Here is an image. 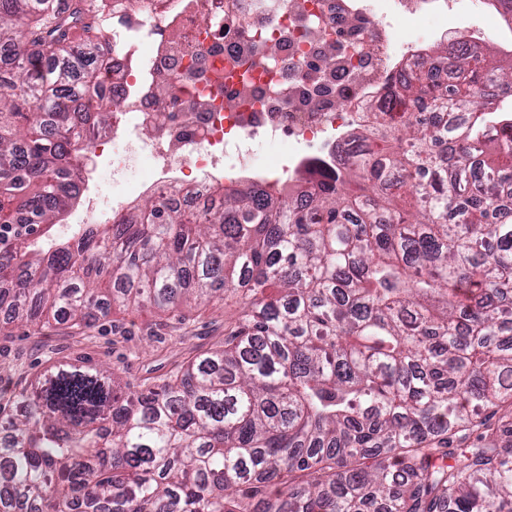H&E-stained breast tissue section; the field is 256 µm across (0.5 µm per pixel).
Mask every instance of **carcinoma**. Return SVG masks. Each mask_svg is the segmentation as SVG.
Segmentation results:
<instances>
[{"label": "carcinoma", "instance_id": "obj_1", "mask_svg": "<svg viewBox=\"0 0 512 512\" xmlns=\"http://www.w3.org/2000/svg\"><path fill=\"white\" fill-rule=\"evenodd\" d=\"M95 0H0V311L243 296L224 345L126 395L59 364L16 395L0 512H512V71L466 45L402 84L396 150L320 190L151 197L77 240L74 146L118 109ZM35 111L26 112L24 107Z\"/></svg>", "mask_w": 512, "mask_h": 512}]
</instances>
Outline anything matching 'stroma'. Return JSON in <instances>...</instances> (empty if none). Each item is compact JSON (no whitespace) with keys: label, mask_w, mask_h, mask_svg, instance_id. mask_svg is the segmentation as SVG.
Instances as JSON below:
<instances>
[{"label":"stroma","mask_w":512,"mask_h":512,"mask_svg":"<svg viewBox=\"0 0 512 512\" xmlns=\"http://www.w3.org/2000/svg\"><path fill=\"white\" fill-rule=\"evenodd\" d=\"M449 26L463 32L482 29L488 49L499 54L508 32L491 6L474 10L463 0ZM243 301L228 295L209 305L160 311L113 306L89 328L56 322L42 330L13 324L0 333V406L28 387L53 364L79 359L108 370L123 391L133 392L165 377L197 353L222 345L224 330L242 313Z\"/></svg>","instance_id":"35a3bbf8"}]
</instances>
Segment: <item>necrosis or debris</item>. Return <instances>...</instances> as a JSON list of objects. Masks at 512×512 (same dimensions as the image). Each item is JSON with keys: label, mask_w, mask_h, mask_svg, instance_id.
Wrapping results in <instances>:
<instances>
[{"label": "necrosis or debris", "mask_w": 512, "mask_h": 512, "mask_svg": "<svg viewBox=\"0 0 512 512\" xmlns=\"http://www.w3.org/2000/svg\"><path fill=\"white\" fill-rule=\"evenodd\" d=\"M452 7L453 0H164L157 9L151 0H122L103 34L120 106L111 137L86 147L111 156L118 183L144 164L140 188L156 195L177 183L201 193L244 173L270 184V152L284 175H334L344 131L384 112L396 83L431 71L454 85L449 57L463 44L484 51L483 37L451 39L438 26L429 36L447 46L443 58L396 38L400 23ZM178 65L203 70L183 95L204 111L173 114L156 97L164 72ZM79 187L87 212L68 225L74 236L89 223H111L132 198L124 191L104 199L87 181Z\"/></svg>", "instance_id": "4bbe7bcc"}]
</instances>
